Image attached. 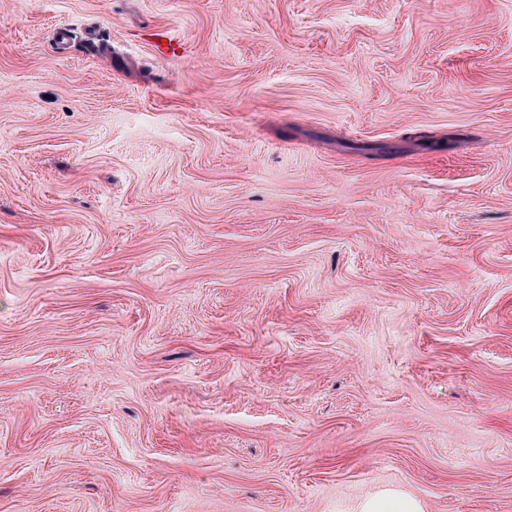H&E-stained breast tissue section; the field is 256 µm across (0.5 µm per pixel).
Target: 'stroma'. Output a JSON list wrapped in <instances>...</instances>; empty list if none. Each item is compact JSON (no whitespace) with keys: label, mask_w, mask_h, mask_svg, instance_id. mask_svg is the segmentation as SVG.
<instances>
[{"label":"stroma","mask_w":512,"mask_h":512,"mask_svg":"<svg viewBox=\"0 0 512 512\" xmlns=\"http://www.w3.org/2000/svg\"><path fill=\"white\" fill-rule=\"evenodd\" d=\"M387 489L512 512V0H0V512Z\"/></svg>","instance_id":"1"}]
</instances>
